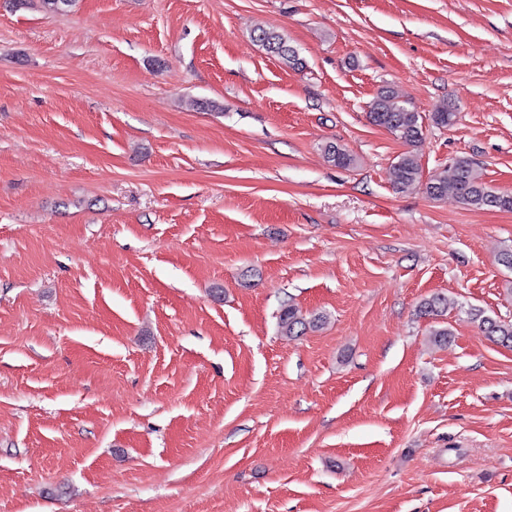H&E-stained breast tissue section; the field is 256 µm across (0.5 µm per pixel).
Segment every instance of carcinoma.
<instances>
[{"label":"carcinoma","mask_w":512,"mask_h":512,"mask_svg":"<svg viewBox=\"0 0 512 512\" xmlns=\"http://www.w3.org/2000/svg\"><path fill=\"white\" fill-rule=\"evenodd\" d=\"M255 40L267 54L278 59L285 67L295 71L305 69V61L298 50L289 45L288 40L280 33L259 28L256 30ZM456 118V112L446 104L439 106L430 115L433 124L441 127L453 125ZM369 120L411 147L417 146L423 137V117L400 104L388 89L380 90L372 100ZM324 157L331 165L343 169L353 166L355 162L353 155L335 143L325 145ZM394 184L400 192L411 191L422 185L426 194L432 198L451 194L467 206L512 210V194L489 187L479 166L467 156L451 159L441 172L424 183L418 157L414 152L408 151L394 165ZM458 306L457 301L437 293L422 299L417 311L421 317L436 319L446 316L448 310ZM468 314L495 344L512 349V322L498 320L479 309L471 308ZM326 321L327 317L323 314L308 317L301 309L290 304L281 310L279 328L285 336H297L307 330L320 329Z\"/></svg>","instance_id":"1"}]
</instances>
